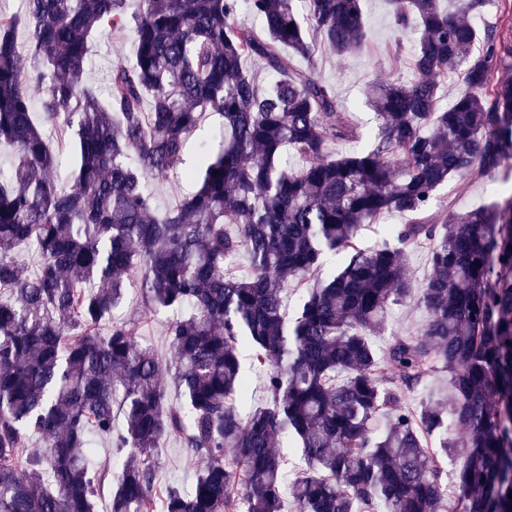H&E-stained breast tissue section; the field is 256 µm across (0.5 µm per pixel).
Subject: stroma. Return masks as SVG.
Listing matches in <instances>:
<instances>
[{
  "mask_svg": "<svg viewBox=\"0 0 512 512\" xmlns=\"http://www.w3.org/2000/svg\"><path fill=\"white\" fill-rule=\"evenodd\" d=\"M367 39L356 54L339 57L322 42H315L314 58L317 73L329 83L341 100L343 109L360 132L359 143H374L378 122L368 103V86L376 80L387 78L411 79L410 49L416 42V31H395L392 16L385 0H367ZM132 30L111 32L101 42L95 43L90 56V69L99 88H106L113 65L131 59ZM223 120L215 113L207 114L199 129L189 140L183 155L175 163L173 174L166 181L154 184V205L158 211L174 208L181 197L192 193L194 183L185 179V172L198 163L203 143L213 140L222 130ZM356 143V144H359ZM355 143L338 141L330 145L332 154H346L354 150ZM512 188V180L471 174L467 179L450 180L436 193L438 204H449L459 211L470 210L492 202L497 191ZM175 316L167 310L157 314L144 313L137 292H129L124 304L118 307L113 318L132 321L138 325V339L161 355H168L167 326ZM156 469L160 485H184L190 483L201 463L189 459L178 436H169L155 452Z\"/></svg>",
  "mask_w": 512,
  "mask_h": 512,
  "instance_id": "1",
  "label": "stroma"
}]
</instances>
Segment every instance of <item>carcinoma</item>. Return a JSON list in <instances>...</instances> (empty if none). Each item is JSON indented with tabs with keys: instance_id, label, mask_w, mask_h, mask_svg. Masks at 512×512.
<instances>
[{
	"instance_id": "cac0c4a2",
	"label": "carcinoma",
	"mask_w": 512,
	"mask_h": 512,
	"mask_svg": "<svg viewBox=\"0 0 512 512\" xmlns=\"http://www.w3.org/2000/svg\"><path fill=\"white\" fill-rule=\"evenodd\" d=\"M23 2L0 16V149L14 157L0 170V512H95L112 466L92 464L93 434L121 455L107 512H284L287 498L294 512H512V191L430 214L451 178L512 170V76L493 79L512 71V36L469 19L487 0H388L396 30H421L413 78L370 88L377 144L336 158L328 145L358 134L293 0ZM364 2L307 0L336 55L362 47ZM243 10L267 38L238 24ZM130 24L133 61L103 96L90 46ZM247 58L271 74L262 91ZM450 73L465 91L441 110ZM208 112L224 132L186 174L196 191L155 212L150 183ZM46 123L71 136L68 189ZM392 214L410 217L387 225L394 244L361 248L362 225ZM423 240L431 273L415 285L403 256ZM32 247L35 273L21 258ZM327 253L342 265L288 317L286 285ZM130 288L150 314L183 311L170 357L134 323L101 331ZM414 293L424 327L379 352L372 336ZM244 347L266 392L247 413ZM436 372L449 394L416 401ZM171 433L205 460L187 488L156 482ZM279 435L310 467L286 488ZM448 459L461 467L446 473Z\"/></svg>"
}]
</instances>
